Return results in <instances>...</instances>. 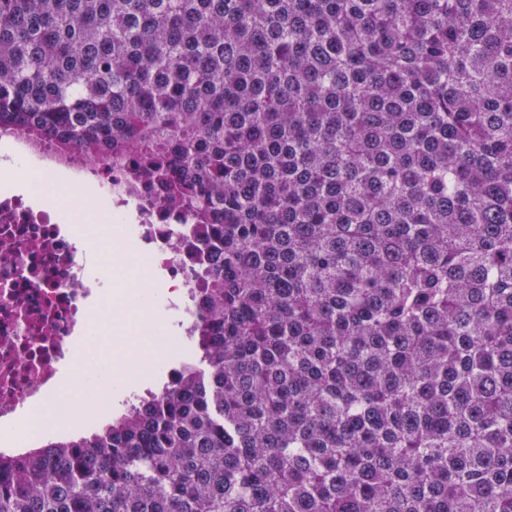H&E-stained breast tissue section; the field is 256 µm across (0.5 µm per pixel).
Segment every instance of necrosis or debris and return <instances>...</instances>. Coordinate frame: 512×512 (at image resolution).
<instances>
[{
  "instance_id": "obj_1",
  "label": "necrosis or debris",
  "mask_w": 512,
  "mask_h": 512,
  "mask_svg": "<svg viewBox=\"0 0 512 512\" xmlns=\"http://www.w3.org/2000/svg\"><path fill=\"white\" fill-rule=\"evenodd\" d=\"M17 153L31 152L39 178L31 189L14 187V155L0 154V430L40 415L63 401L66 372L101 359L89 344L92 315L108 319L117 304L134 307L150 274L158 294L188 330L195 263L180 243L177 213L151 184L129 192L123 173L102 166H69L55 178L49 149L29 151L12 136ZM121 219L117 242L101 225ZM131 244V279L106 288L115 243Z\"/></svg>"
}]
</instances>
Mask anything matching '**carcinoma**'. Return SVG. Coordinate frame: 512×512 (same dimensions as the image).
I'll return each mask as SVG.
<instances>
[{
    "label": "carcinoma",
    "instance_id": "1",
    "mask_svg": "<svg viewBox=\"0 0 512 512\" xmlns=\"http://www.w3.org/2000/svg\"><path fill=\"white\" fill-rule=\"evenodd\" d=\"M0 133L199 261L194 358L0 512H512V0H0Z\"/></svg>",
    "mask_w": 512,
    "mask_h": 512
}]
</instances>
